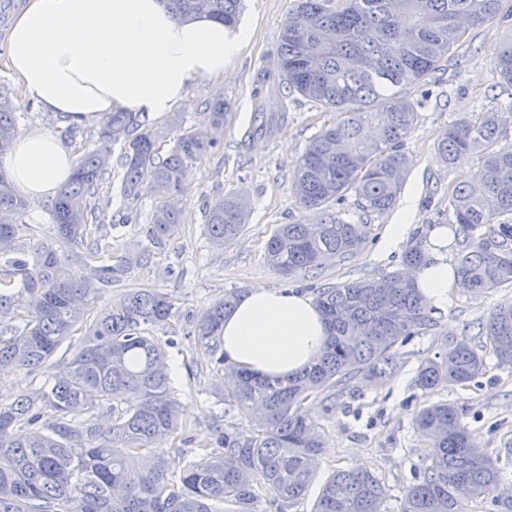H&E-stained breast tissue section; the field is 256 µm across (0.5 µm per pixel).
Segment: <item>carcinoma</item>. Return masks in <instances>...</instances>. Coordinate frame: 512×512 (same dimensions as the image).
<instances>
[{"label": "carcinoma", "mask_w": 512, "mask_h": 512, "mask_svg": "<svg viewBox=\"0 0 512 512\" xmlns=\"http://www.w3.org/2000/svg\"><path fill=\"white\" fill-rule=\"evenodd\" d=\"M168 5L180 17L206 15L227 26L237 23L240 10V0ZM508 10V0H293L276 58L257 76L252 132H270L284 118V104L261 97L274 78L338 119L311 142L291 176L296 201L328 213L319 224L279 225L264 251L270 267L288 278L303 276L362 249L371 225L347 222L330 207L349 192L367 217L395 204L411 164L402 146L418 118L417 103L402 90L443 70L465 34ZM494 57L500 79L512 86V38L494 48ZM228 116L229 103L216 95L203 113L207 136L187 131L162 157L161 131L133 135L139 117L111 113L98 145L79 157L54 202L53 237L31 256L20 241L26 225L16 222L28 203L0 168V283L7 282L0 289V373L45 366L65 341L82 335L54 367L49 388L0 399V512H214L224 502L234 512H264L261 491L275 512H287L317 473L320 424L306 403L312 399L328 411L359 378L386 384L399 371L401 347L436 335V310L405 275L425 258L420 241L379 278L315 289L327 336L312 364L286 380L255 376L224 356V316L239 304L240 291L224 292L201 313L194 336L233 380L224 386V407L244 415L247 426L224 428L212 451L169 479L162 444L185 422L164 343L154 332L166 327L174 303L166 292L138 288L120 307L91 312L105 288L153 262L146 247L101 259L108 243L92 234L99 228L92 199L116 143L125 148V197H137L145 180L162 196L181 193L188 167L224 140ZM502 132L501 113L486 112L478 121L456 119L436 138L448 164L464 152L482 153L479 172L448 191V212L463 233L458 273L480 296L512 285V145L499 144ZM15 134L13 106L0 95V156ZM247 217L240 192L215 200L205 224L213 246L235 240ZM179 224L178 206L165 201L152 213L150 237L169 238ZM479 335L497 366L512 370V303L495 306L479 323ZM486 372L485 355L472 345L444 342L421 362L415 386H465ZM103 405L112 414L105 428L95 418ZM413 423L424 442L422 471L400 512H469L473 502L500 503L494 492L512 448L488 457L462 409L447 401L421 406ZM388 497L374 471L338 469L323 481L313 512H385Z\"/></svg>", "instance_id": "carcinoma-1"}]
</instances>
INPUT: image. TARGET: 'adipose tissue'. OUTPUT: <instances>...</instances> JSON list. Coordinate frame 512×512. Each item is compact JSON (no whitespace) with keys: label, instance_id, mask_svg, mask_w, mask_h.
I'll return each instance as SVG.
<instances>
[{"label":"adipose tissue","instance_id":"1","mask_svg":"<svg viewBox=\"0 0 512 512\" xmlns=\"http://www.w3.org/2000/svg\"><path fill=\"white\" fill-rule=\"evenodd\" d=\"M247 39L209 17L182 19L164 0H27L13 17L5 64L26 97L70 122L116 112L156 119L171 112L196 79L223 76ZM28 198L54 196L72 176L75 155L58 138L32 130L0 159ZM426 302L441 309L462 282L448 253V228L430 230L414 273ZM326 338L322 314L294 290L250 289L224 319V353L237 367L269 378L309 366Z\"/></svg>","mask_w":512,"mask_h":512}]
</instances>
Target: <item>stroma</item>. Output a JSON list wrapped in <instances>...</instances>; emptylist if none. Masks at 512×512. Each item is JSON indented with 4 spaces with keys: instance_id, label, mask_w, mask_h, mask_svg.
I'll use <instances>...</instances> for the list:
<instances>
[{
    "instance_id": "35a3bbf8",
    "label": "stroma",
    "mask_w": 512,
    "mask_h": 512,
    "mask_svg": "<svg viewBox=\"0 0 512 512\" xmlns=\"http://www.w3.org/2000/svg\"><path fill=\"white\" fill-rule=\"evenodd\" d=\"M291 3L292 0H242L239 22L248 29L249 39L224 76L197 79L190 84L177 108L183 118L180 126L171 125L166 117L149 121V128L164 132V145L169 148L182 132L201 129L202 113L215 95L224 94L230 101L223 142L188 170L185 191L178 201V232L153 245L154 262L150 267L131 269L97 302L101 308L118 306L135 288H157L174 297L173 315L159 332L161 340L168 343L171 388L187 421L181 438L165 445L174 472L210 451L217 429L242 421L237 413L225 412L221 374L192 336L206 307L230 288L243 292L259 286L304 291L377 278L395 270L415 232L430 231L441 222L442 212L448 209L449 187L472 177L481 167L477 153L464 154L453 165H446L436 152L439 131L460 116L475 118L497 110L504 114L502 142L512 144V87L501 83L493 55L494 46L512 33V17L499 16L454 48L447 69L439 77L407 88L408 97L420 104L417 124L403 145L412 165L394 210L372 216L370 237L362 249L298 280L282 276L265 263V244L279 225L317 219L316 210L296 203L290 177L313 138L334 118L332 112L290 93L287 85L270 82L263 88L264 97L272 103L287 101L288 117L273 133L248 132L256 77L277 52L279 31ZM0 91L8 93L13 102L19 132L48 131L78 156L97 145L102 121L66 126L27 100L20 86L1 68ZM122 153V144H114L112 165L98 190L102 207L100 233L116 257L148 243L150 218L160 201L148 186L142 188L138 198L123 196ZM232 190L247 194L251 213L237 239L217 249L211 246L205 232L206 208ZM409 200L414 203L410 209L405 206ZM53 204L50 198L30 201L27 211L19 216V223L25 226L22 242L27 250H34L48 239ZM403 208L409 211L404 239L396 247H385V228ZM126 214L131 216V223H120V216ZM502 303H512V286L485 297L459 289L449 291L448 304L438 316L437 337L416 338L403 346L402 367L391 382L378 387L358 381L353 396H342L334 410L318 413L323 438L318 479L288 512H312L322 478L338 468L359 467L370 468L378 475L389 490L388 512H398L407 487L415 482L421 468V440L412 416L432 400H448L462 406L465 421L488 455L498 456L501 448L511 445L512 372L492 366L469 387L429 395L414 386L418 366L437 351L439 340L463 339L481 347L478 324Z\"/></svg>"
}]
</instances>
